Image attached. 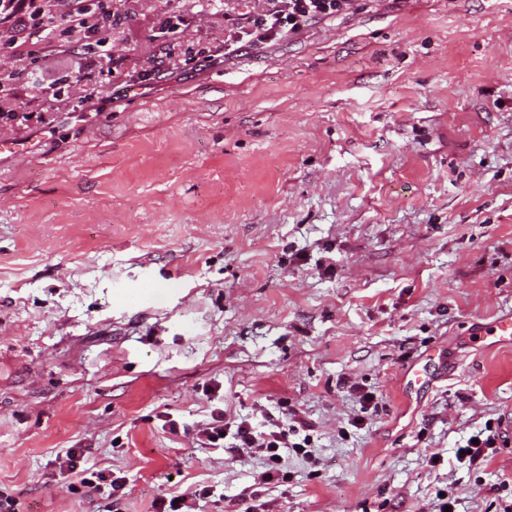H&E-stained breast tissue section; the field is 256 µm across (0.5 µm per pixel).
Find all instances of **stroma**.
I'll use <instances>...</instances> for the list:
<instances>
[{"instance_id": "35a3bbf8", "label": "stroma", "mask_w": 512, "mask_h": 512, "mask_svg": "<svg viewBox=\"0 0 512 512\" xmlns=\"http://www.w3.org/2000/svg\"><path fill=\"white\" fill-rule=\"evenodd\" d=\"M222 2L180 0L163 35L165 0H112L126 20L92 50L61 24L0 56L34 113L0 121V490L22 512L186 489L193 512L244 491L433 512L440 490L501 512L512 347L486 333L512 313V0H353L211 64L263 4ZM215 409L297 414L311 455L282 449L264 483L261 454L194 443ZM487 429L484 460L457 461ZM71 448L106 476L91 496L58 471Z\"/></svg>"}]
</instances>
